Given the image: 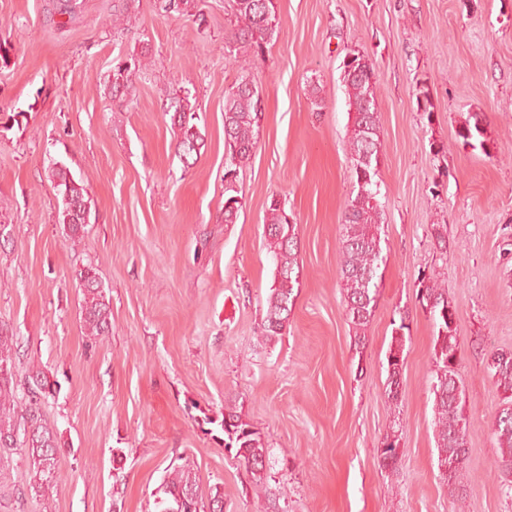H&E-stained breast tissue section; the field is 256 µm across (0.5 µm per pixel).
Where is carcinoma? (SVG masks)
Listing matches in <instances>:
<instances>
[{
    "instance_id": "1",
    "label": "carcinoma",
    "mask_w": 512,
    "mask_h": 512,
    "mask_svg": "<svg viewBox=\"0 0 512 512\" xmlns=\"http://www.w3.org/2000/svg\"><path fill=\"white\" fill-rule=\"evenodd\" d=\"M199 0H157L158 10L165 14L187 15L201 26L206 17L198 7ZM233 27L225 40L228 58L244 62L265 55L267 45L277 32L279 21L275 0H230ZM151 60L143 50L112 65L110 90L115 99L128 98L135 92L134 77ZM349 106L354 110L349 149L356 181L365 182V191L357 192L346 207L342 219L341 288L346 299V315L357 330L368 325L379 297V270L385 262L381 246L383 209L378 200V163L382 142L378 133L374 79L367 75L343 77ZM171 127L177 133V153L184 166L201 155L204 138L196 123L197 116L189 93L173 94L166 107ZM261 107L259 91L246 77L238 79L224 98V147L226 171L239 173L250 160L260 134ZM472 112L459 132L464 143H477L485 148L483 121ZM48 178L58 199L57 223L73 243L81 241L89 224L91 202L82 180H77L60 162L51 164ZM224 223L235 224L242 209L238 191L230 182L224 189ZM266 248L276 264L275 280L267 297L264 317L266 337L272 339L288 325L293 307V288L297 282L299 241L297 224L290 222L281 204L271 201L264 224ZM83 292L82 318L87 335L95 339L112 331L110 298L97 270L91 266L76 272ZM417 299L426 308L433 323L431 393L438 466L445 468L442 478L453 492L463 488V470L468 459L469 434L465 391L458 375L460 344L455 327L457 309L445 289L436 280L421 278ZM404 336L395 335L386 356L388 399L399 400L400 375L404 364ZM498 364L491 371L500 393L494 436L500 449L501 473L512 478V351L498 349ZM52 392V385L40 370H31L20 379L13 356V337L0 329V458L23 450L34 468L30 488L45 499L53 479L59 448L56 431L46 423L41 399ZM220 427L224 432V448L235 451L251 472L259 477L266 469L268 448L260 433L254 430L236 408H228ZM384 465L397 462L396 430L384 437ZM156 502L158 512H224V490L215 485L207 496L199 493L191 466H176L167 474Z\"/></svg>"
}]
</instances>
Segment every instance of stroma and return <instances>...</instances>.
<instances>
[{
  "mask_svg": "<svg viewBox=\"0 0 512 512\" xmlns=\"http://www.w3.org/2000/svg\"><path fill=\"white\" fill-rule=\"evenodd\" d=\"M117 3L73 0L64 13L60 0H0V325L18 371L60 385L42 402L61 443L52 512H157L167 469L185 463L201 493L223 486L224 512H512L486 369L492 350L512 348V0H276L278 34L245 71L225 52L227 0H204L201 27L155 0L117 21ZM145 47L152 64L118 105L112 60ZM354 52L375 72L386 257L361 343L339 275L356 194L342 68ZM243 75L263 116L236 183L239 220L225 224L224 94ZM181 90L205 138L189 168L164 112ZM472 112L486 116L481 149L458 136ZM56 161L91 199L76 245L55 222ZM274 199L298 225L300 274L288 325L269 341ZM87 265L111 297L112 331L97 339L75 278ZM423 276L457 306L470 407L459 495L438 467ZM399 327L394 406L386 355ZM232 404L269 451L262 477L224 447ZM394 425L398 461L386 467ZM29 485L24 454L0 460V512H41Z\"/></svg>",
  "mask_w": 512,
  "mask_h": 512,
  "instance_id": "obj_1",
  "label": "stroma"
}]
</instances>
